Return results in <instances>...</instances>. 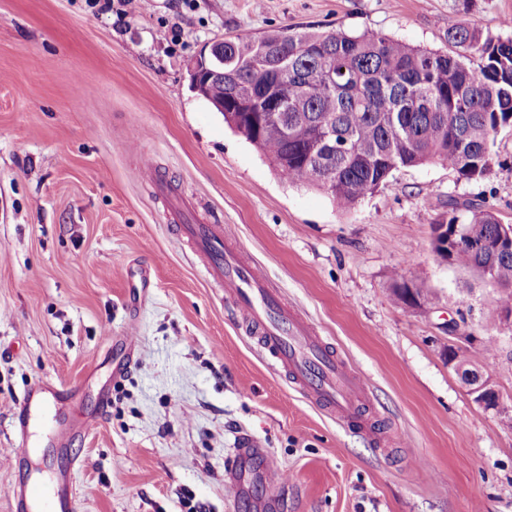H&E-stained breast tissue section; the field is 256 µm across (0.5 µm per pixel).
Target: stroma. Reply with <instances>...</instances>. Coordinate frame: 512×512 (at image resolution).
<instances>
[{"instance_id":"35a3bbf8","label":"stroma","mask_w":512,"mask_h":512,"mask_svg":"<svg viewBox=\"0 0 512 512\" xmlns=\"http://www.w3.org/2000/svg\"><path fill=\"white\" fill-rule=\"evenodd\" d=\"M510 14L512 0H149L120 19L0 0V512L37 380L61 395L22 466L70 471L73 512H261L263 482L237 494L226 479L243 437L265 450L276 512H512V327L485 319L497 288L431 246L452 199L512 225V126L484 178L400 168L343 210L283 181L188 72L229 37L310 26L446 52L449 21L506 39ZM151 170L368 375L363 413L397 445L379 450L267 367L201 256L175 246ZM398 270L421 306L398 297ZM452 350L499 410L474 401ZM61 416L74 430L60 443Z\"/></svg>"}]
</instances>
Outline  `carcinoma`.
I'll return each instance as SVG.
<instances>
[{
  "instance_id": "1",
  "label": "carcinoma",
  "mask_w": 512,
  "mask_h": 512,
  "mask_svg": "<svg viewBox=\"0 0 512 512\" xmlns=\"http://www.w3.org/2000/svg\"><path fill=\"white\" fill-rule=\"evenodd\" d=\"M449 52L412 47L381 32L272 30L224 40V64L211 65L201 93L224 123L269 158L293 185L328 193L349 210L393 171L438 162L464 179L489 174L494 138L512 122V38L448 25ZM479 64L473 65L472 58ZM270 95L281 120L262 126L238 100ZM448 224H477L488 241L496 216L449 204ZM453 262L489 271L501 307L512 308V253L461 248Z\"/></svg>"
}]
</instances>
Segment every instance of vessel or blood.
Returning a JSON list of instances; mask_svg holds the SVG:
<instances>
[{"instance_id":"obj_1","label":"vessel or blood","mask_w":512,"mask_h":512,"mask_svg":"<svg viewBox=\"0 0 512 512\" xmlns=\"http://www.w3.org/2000/svg\"><path fill=\"white\" fill-rule=\"evenodd\" d=\"M177 239L196 245L207 260L204 275L209 283L234 294L237 319L257 334L267 365L285 372L291 383L311 404L320 407L344 426L375 436L373 422L360 406L368 396L366 378L343 361L302 316L288 311L271 288L262 268L247 262L222 225L184 224ZM47 392L35 383L18 405L20 430H27L40 413ZM70 475L52 480H22L13 488V512H69Z\"/></svg>"}]
</instances>
